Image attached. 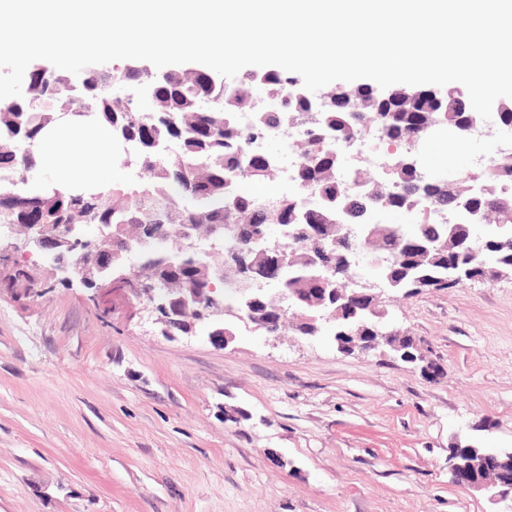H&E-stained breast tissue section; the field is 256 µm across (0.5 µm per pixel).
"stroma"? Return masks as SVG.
<instances>
[{
  "label": "stroma",
  "mask_w": 512,
  "mask_h": 512,
  "mask_svg": "<svg viewBox=\"0 0 512 512\" xmlns=\"http://www.w3.org/2000/svg\"><path fill=\"white\" fill-rule=\"evenodd\" d=\"M34 271L13 283L15 264ZM389 348L205 326L0 261V512H507L450 450L512 449V276L379 298ZM439 374L426 375L427 366Z\"/></svg>",
  "instance_id": "stroma-1"
}]
</instances>
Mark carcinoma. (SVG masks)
Listing matches in <instances>:
<instances>
[{
    "label": "carcinoma",
    "instance_id": "carcinoma-1",
    "mask_svg": "<svg viewBox=\"0 0 512 512\" xmlns=\"http://www.w3.org/2000/svg\"><path fill=\"white\" fill-rule=\"evenodd\" d=\"M97 75L86 74L84 93H70L67 76L56 70L33 68L28 72L22 96L0 101V172L17 174L9 186L0 185V224L73 225L83 231L88 226L106 225L111 237L104 246H122L145 225L161 227L224 226V238L200 254L194 263H180L176 257L158 250L140 254L141 263L153 268L160 279L179 281L189 288H215V295L234 303L258 297L268 303L275 320L288 323V316L269 304L268 289L290 296H303L314 287L313 276L321 270L313 266L316 252L336 255L359 251L385 258L379 278L388 290L406 292L419 288L448 289V265L470 269L473 277L487 278L498 269L512 267V197L496 192L495 185L512 181V155L500 156L485 168H474L465 181L450 191L448 185L423 177L424 161L408 165L406 148L417 126L428 120L448 125V118L460 120L464 113L451 115L437 111L434 97L413 95L396 86L389 92L369 87L334 89L348 101V107L326 103L311 124L302 116L315 104L292 91L296 78L278 70L258 69L245 75L229 93L224 84L203 69L185 67L168 70L159 79L146 71L129 69L115 75L112 86L102 89ZM142 78L149 80L152 98L146 107L113 86ZM285 99L284 112L257 115L252 136L265 137L287 119L304 128L297 142L300 164L296 172L297 190L288 194L259 197L243 193L234 173L244 166L247 155L244 139L231 114L249 109L258 96ZM88 112L94 122L107 127L115 140L133 142L138 151L132 165L140 170L138 179L128 183L99 186L80 195L65 191L51 180L47 184L29 176L36 170L30 144L41 145L43 130L56 123L65 112ZM378 132L392 147L387 156V176L371 181L359 169L345 167L343 158L330 141ZM278 178L275 163L258 166L245 176L249 184L271 183ZM378 194L381 213L411 214V224H393L375 212L362 215V198L344 190L343 180ZM346 211L349 223L361 224L365 235L345 240L322 233L330 224L327 216L336 208ZM446 209L460 215L451 224H435L428 215ZM286 247L285 264L272 275L265 252L274 244ZM435 249V260L424 264L420 249ZM234 246L243 248L244 261L252 268L246 281L214 278L217 265L213 254H225ZM317 324L323 316L333 320V332L341 330L346 316L336 312V302L313 307Z\"/></svg>",
    "mask_w": 512,
    "mask_h": 512
}]
</instances>
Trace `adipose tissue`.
I'll return each instance as SVG.
<instances>
[{
	"label": "adipose tissue",
	"instance_id": "1",
	"mask_svg": "<svg viewBox=\"0 0 512 512\" xmlns=\"http://www.w3.org/2000/svg\"><path fill=\"white\" fill-rule=\"evenodd\" d=\"M87 144L91 153L81 154L80 146ZM36 161L39 167L70 182L103 184L116 177L111 134L96 126L69 122L49 127Z\"/></svg>",
	"mask_w": 512,
	"mask_h": 512
}]
</instances>
